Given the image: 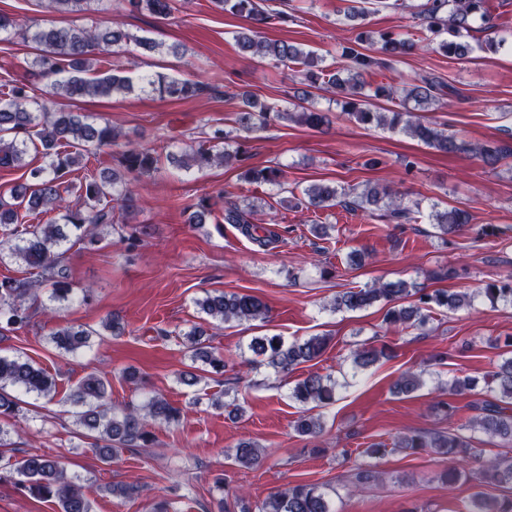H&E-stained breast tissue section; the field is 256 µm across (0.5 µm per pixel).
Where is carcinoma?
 <instances>
[{"instance_id":"obj_1","label":"carcinoma","mask_w":512,"mask_h":512,"mask_svg":"<svg viewBox=\"0 0 512 512\" xmlns=\"http://www.w3.org/2000/svg\"><path fill=\"white\" fill-rule=\"evenodd\" d=\"M91 0H48L47 8L60 13L82 12ZM131 12L146 10L162 19L177 10V0H122ZM248 26L239 32L236 40L240 49L251 55L270 58L277 67H298L301 83L334 95L342 112L358 123L369 126H389L399 129L418 142L444 154L470 153L487 165L512 156V144L501 140L470 143L424 122L414 112H381L374 101L397 99V90L388 84L365 91L364 75L374 70L391 69L407 55L420 49V40L393 32H381L372 38L360 32L363 12L354 5L344 10L350 26L359 30L342 47L338 66L329 70L320 67L321 59L302 47L287 42H271L261 35V29L288 21L284 11L270 10L265 0H212ZM424 29L433 35L446 30L451 38L442 40L439 49L450 57L464 58L471 45L464 40L472 24L479 20L492 27V18L486 9V0H423L417 12ZM34 41L39 53L32 63L33 74L47 80V91L37 97L24 82H7L0 89V167H25V155L34 150L42 163L27 166V182L14 188L10 199L0 197V262L16 258L25 263L31 277L0 279V335L6 330L21 328L31 321L32 311L27 300L35 297L41 288L50 289V300L59 306L72 301L73 291L68 279L67 253L76 245L91 247L102 241L106 228L118 223L115 208L127 207L136 192L135 181L159 168L162 159L186 171L203 170L212 166L240 167L244 161L245 139L230 143L229 133L216 126L203 140L184 154H163V149L126 142L123 132L104 121L94 123L84 115L62 104L75 103L85 97H109L114 93L132 91L129 77L113 64L107 71L87 77L96 57L104 48L134 42L144 53H152L157 45L147 38L130 36L121 22L113 20L94 27L76 25L42 27L35 33L16 18L0 13V35ZM375 40V54L360 51V45ZM144 88L173 99L196 98L202 95H224L217 86L198 79L174 78L155 73L143 79ZM445 85L436 78H427L411 86L400 98L404 107L408 102L427 109L442 96ZM243 110L237 117L239 129L251 133L265 129L271 122H292L319 129L329 123L326 113L313 105L295 104L280 108L273 103L260 102L247 93H241ZM119 146L115 167L90 175L79 183L67 179L72 167L103 147ZM241 176L250 183L275 187L284 185L283 171L278 167L245 169ZM74 195L78 204L72 205L68 196ZM341 205L352 211L374 215L379 211L397 224L411 220L413 210L403 200V194L394 188L367 185L339 187L333 183L313 184L302 190L296 206L307 209H325ZM189 212V223L204 224L212 209L206 200L191 202L184 207ZM253 206L234 204L224 208V223L238 225L241 233L260 247H267L281 239V235L251 221ZM53 213L55 217L43 224H29L24 216ZM432 221L441 234H454L470 222L467 212L451 208L431 213ZM491 303H512V275L488 282L476 294L450 293L443 289L428 291L403 280L375 282L364 288H348L334 300L336 311L362 310L384 301L387 305L385 323L389 327H424L435 308L458 310L471 306L475 295ZM199 306L210 319L220 326L263 320L269 308L252 294L224 293L214 290L206 293ZM118 334L120 323L108 319L96 330L84 326H64L53 330L50 342L64 354H74L89 346L91 337L102 332ZM206 330L195 327L191 336V359L201 360L210 367L224 370V358L216 357L203 346ZM326 346L322 336H311L299 342L287 343L278 335L255 336L249 350L276 372H289L294 366L317 359ZM385 356V351L363 344L352 352L355 367L366 369ZM428 380L422 371L407 370L394 384V393L409 396L425 387ZM488 391L499 395L500 402L486 400L480 406L481 414L462 428L481 432L512 444V356L504 359L485 379ZM340 384L331 376L310 374L297 382L292 397L306 406L295 424L303 436H318L323 430L321 414L336 402ZM110 382L106 376L90 373L77 385L72 402L80 407L74 412L79 426L97 434L96 446L101 460L110 461L125 448L146 446L152 441V424L169 425L179 420L181 411L160 394H149L139 404L117 406L112 404ZM56 381L44 369L19 357L0 355V416L18 412L11 392L18 391L38 398L51 399L55 395ZM400 448L431 450L458 467L445 472L450 484L462 479L477 480L502 487H512V460L508 458L482 459L473 452L470 440L462 434L412 433L397 443ZM263 452L249 441L238 444L234 462L252 468L261 463ZM16 475V484L31 497L57 505V512H92L77 477L71 475L64 463L55 456L28 454L10 464ZM256 512H335L330 500L315 484H296L280 490L260 505ZM467 512H512V500L501 505L484 492L472 494Z\"/></svg>"}]
</instances>
